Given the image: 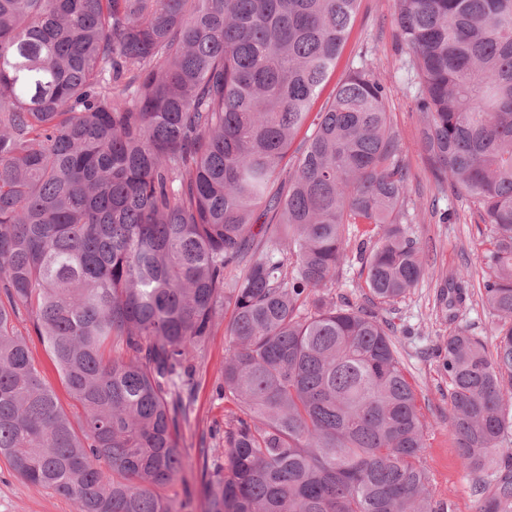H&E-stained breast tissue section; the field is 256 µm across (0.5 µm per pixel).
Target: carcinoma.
Returning <instances> with one entry per match:
<instances>
[{
  "label": "carcinoma",
  "instance_id": "1",
  "mask_svg": "<svg viewBox=\"0 0 512 512\" xmlns=\"http://www.w3.org/2000/svg\"><path fill=\"white\" fill-rule=\"evenodd\" d=\"M357 2L0 0V456L21 479L74 512H181L162 490L227 306L240 413L198 449L205 512H449L378 311L425 273L385 86L362 55L312 112ZM396 2L422 151L490 227L497 343L444 340L450 434L480 512H512V474L482 483L512 437V0ZM347 226L370 307L333 296ZM466 298L452 276L439 302ZM27 337H30V341L28 344L31 351V355L37 367L41 370L46 381L53 387L64 410L71 415V420L74 426H78L77 412L73 410L71 407V399L66 388L64 387L60 380L54 362L51 360V358L45 351L44 346L39 342L36 336Z\"/></svg>",
  "mask_w": 512,
  "mask_h": 512
}]
</instances>
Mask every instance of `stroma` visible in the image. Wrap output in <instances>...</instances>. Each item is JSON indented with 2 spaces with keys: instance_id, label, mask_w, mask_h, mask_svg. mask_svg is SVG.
<instances>
[{
  "instance_id": "1",
  "label": "stroma",
  "mask_w": 512,
  "mask_h": 512,
  "mask_svg": "<svg viewBox=\"0 0 512 512\" xmlns=\"http://www.w3.org/2000/svg\"><path fill=\"white\" fill-rule=\"evenodd\" d=\"M396 0H359L334 79H341L359 53H366L387 89L390 122L402 145L409 173L406 198L408 222L423 256L426 274L398 300L385 316L394 325V342L404 371L414 384L417 403L427 428L423 462L430 475L435 500L451 504L452 512H478L480 500L473 480L460 463L448 430V378L440 366V352L449 332L465 328L495 346L490 334L492 316L482 302L487 267L488 226L467 198L441 187L431 173L420 147V116L415 107L413 76L394 17ZM465 273L469 297L456 319L437 302L449 275ZM229 317H222L195 359L196 384L190 419L180 430L179 444L187 460L183 481L169 491L185 502V512H205L202 461L197 450L209 436H223L232 402L220 393L224 383V354L229 347ZM0 512H73L72 503L52 490L17 477L0 458Z\"/></svg>"
}]
</instances>
